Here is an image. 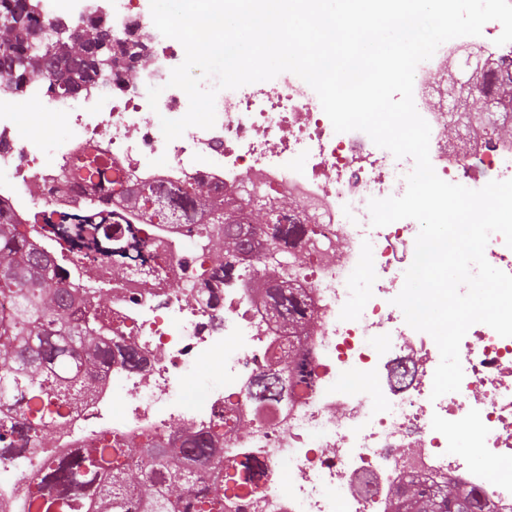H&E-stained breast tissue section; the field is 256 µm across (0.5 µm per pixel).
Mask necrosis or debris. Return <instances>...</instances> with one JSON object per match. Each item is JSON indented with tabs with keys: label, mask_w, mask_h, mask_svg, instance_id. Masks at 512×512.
Here are the masks:
<instances>
[{
	"label": "necrosis or debris",
	"mask_w": 512,
	"mask_h": 512,
	"mask_svg": "<svg viewBox=\"0 0 512 512\" xmlns=\"http://www.w3.org/2000/svg\"><path fill=\"white\" fill-rule=\"evenodd\" d=\"M91 0H38L43 22L80 26ZM112 31L111 75L75 94L49 92L33 79L25 95L0 92V202L23 224L46 211L83 215L95 193L85 184L61 188L86 153L112 161L109 207L136 220L124 197L141 187L187 190L207 184L216 199L247 203L250 193L295 200L293 218L321 242L341 244L340 261L302 257L289 276L312 318L288 336L253 283L275 248L258 235L257 262L223 270L208 245L216 225L203 218L153 224L165 248L160 280L139 275L112 282V361L91 397L73 410L63 435L40 451L0 455V512H30L27 485L45 458L83 447L103 432L144 444L206 433L226 452L258 458L266 477L241 512H392L391 494L410 479L436 485L452 477L476 490L491 512H512V474L490 482L489 467L512 464V337L477 323L460 343L459 391L432 398L440 353L433 338L411 328L394 305L397 283L414 258L420 225L402 219L371 224L370 199L402 196L412 158H395L361 131L335 132L316 92L291 72L220 91L213 128H188L166 141L161 118L189 108L169 86L185 57L182 44L155 27L150 0H103ZM502 26L443 43L414 75L413 98L431 128L430 161L444 181L470 189L512 179V136L448 122L454 78L492 75L512 62V43L496 45ZM137 45L150 63L138 83L125 76ZM161 88L150 108L149 88ZM40 109L26 124L25 98ZM212 297L197 299L200 284ZM142 357L125 359L127 347ZM294 347L312 378L290 385L287 398L254 411L249 393L269 374L274 350Z\"/></svg>",
	"instance_id": "4bbe7bcc"
}]
</instances>
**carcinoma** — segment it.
Instances as JSON below:
<instances>
[{
    "label": "carcinoma",
    "mask_w": 512,
    "mask_h": 512,
    "mask_svg": "<svg viewBox=\"0 0 512 512\" xmlns=\"http://www.w3.org/2000/svg\"><path fill=\"white\" fill-rule=\"evenodd\" d=\"M42 22L36 0H0V92L20 94L39 76L54 77L57 88L75 93L80 78L112 73V52L94 55L100 35L108 31L100 18H89L63 39L37 43ZM480 73L461 83L458 93L480 107L467 119L504 135L497 112L512 113V78L498 92L478 96ZM85 180L110 186L108 163L87 155L76 164ZM157 191L132 193L127 202L136 211H161ZM170 210L186 213L199 209L224 225V234L210 239L216 257L226 256L224 241L236 247V256L252 252L254 209L244 212L212 200L202 187L168 201ZM272 226L273 238L304 234L294 224L277 223L281 202L260 203ZM21 228L8 208L0 204V450L20 440L29 448L61 431L76 404L95 391V374L112 359L106 320L108 292L103 288H74L67 284L70 266L41 252L37 229H49L64 239L76 258L89 269L102 257L112 259L109 275L123 277L143 262L146 228L118 219L95 223L90 218H62L54 223ZM256 287L266 289L276 316L288 326L307 319V306L291 281L263 275ZM276 363L307 383L308 373L292 352ZM23 409L27 420L12 417ZM258 466L236 461L205 437L188 439L180 448H124L101 434L85 448L48 459L31 481V512H234L241 493L257 492ZM395 512H485L476 493L456 480L438 487L411 482L393 495Z\"/></svg>",
    "instance_id": "cac0c4a2"
}]
</instances>
